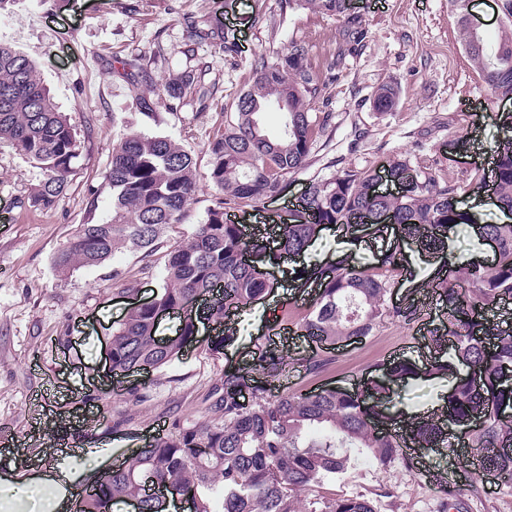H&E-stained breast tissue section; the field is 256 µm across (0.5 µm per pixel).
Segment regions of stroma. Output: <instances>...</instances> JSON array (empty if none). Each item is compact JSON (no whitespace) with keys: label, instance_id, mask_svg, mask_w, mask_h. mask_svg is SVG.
Instances as JSON below:
<instances>
[{"label":"stroma","instance_id":"1","mask_svg":"<svg viewBox=\"0 0 512 512\" xmlns=\"http://www.w3.org/2000/svg\"><path fill=\"white\" fill-rule=\"evenodd\" d=\"M348 12L361 19L367 38L334 68L341 21L312 8L285 21L278 0H6L0 7V43L35 62L79 144L69 187L48 211L26 204L39 171L18 151L0 154V475L21 480L67 454L75 488L91 484L168 428L171 411L191 419L206 414L225 366L244 358V345L265 332L258 305L239 320L241 349L210 350L204 328L181 362L143 378L140 398L124 394L123 383L108 382L112 327L129 302L158 288L174 238L166 237L148 258L121 251L104 266L79 267L64 279L52 259L80 225L109 218L105 172L113 144L128 129L172 136L203 157L218 113L252 86L254 56L276 59L298 37L309 42L323 86L312 109L332 113V132L289 178L285 194L267 203L268 213H287L311 179L351 164L370 171L387 193L395 187L384 177L385 166L401 154L457 185L483 168L499 133L494 115L511 112L512 101L489 106L488 91L457 40L448 0H349ZM201 16L223 21L233 53L209 44L190 49L185 21ZM137 55L158 59L151 67L153 120L131 110L126 83L112 75L114 58ZM184 69L194 70L196 91L170 103L161 85L169 72ZM386 83L395 87L397 103L381 115L373 98ZM394 239L391 230L376 241L327 231L305 258L331 264L350 253L375 267ZM443 312L432 303L421 321L405 327L384 318L362 342L338 344L320 374L297 366L282 383L302 392L325 383L351 388L381 375L393 358L425 359L423 325ZM465 473L463 462L433 452L384 468L358 456L318 492L363 494L378 512H438L442 483Z\"/></svg>","mask_w":512,"mask_h":512}]
</instances>
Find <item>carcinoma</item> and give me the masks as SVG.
<instances>
[{"label":"carcinoma","mask_w":512,"mask_h":512,"mask_svg":"<svg viewBox=\"0 0 512 512\" xmlns=\"http://www.w3.org/2000/svg\"><path fill=\"white\" fill-rule=\"evenodd\" d=\"M469 0H448L456 19L458 41L471 66L497 101H512V0H501L497 45L484 33L474 34L466 19ZM305 6L327 16L345 17L343 43L358 46L366 38L361 22L345 15L346 0H280L285 17ZM190 33L200 43L221 40L222 29L207 18L189 20ZM146 58L117 59L113 74L126 81L137 113L155 117V102L139 91L150 78ZM253 85L241 93L235 111L222 113V127L208 139L205 171L195 155L169 136L130 129L112 148L105 180L112 189V210L100 224H82L68 245L53 259L64 275L76 266L100 267L117 252L145 256L161 238L183 223L186 209L201 181L222 195L208 208L203 222L175 242L168 253L161 286L147 304H130L112 332V368L156 371L179 360L194 342L197 324L214 326L212 347L237 341L226 314L244 312L277 293L279 281L266 270L265 254L277 249L298 255L323 231L355 223L364 212H390L404 244L421 254L441 256L445 274L431 281L436 300L447 307L440 325L427 329L429 373L454 374V365L479 371L475 379L455 377L440 409L403 421L402 431L417 448L449 447L451 421L463 423L461 435L486 472L512 478V385L502 381L512 373V326L504 329L485 311L512 299V223H486L477 213L458 208L457 196L477 193L492 183L498 209L512 210V113L496 114L500 136L492 147L491 170L476 173L459 189L432 169L414 165L405 156L388 163L397 182L415 174L398 196L373 195V175L353 165L330 177H316L291 210L286 224L272 232H245L226 215L232 210L258 208L287 188L330 127L331 113L311 111L320 83L310 57V45L293 38L288 52L273 62L253 59ZM196 86L193 70L168 74L164 91L180 100ZM390 85L374 96L377 111L395 105ZM274 104L280 114L277 129L267 128L265 110ZM15 149L40 170L41 179L27 197L29 207L52 209L65 192L77 153L76 132L41 82L36 65L25 55L0 44V152ZM472 231L476 240L491 238L499 252L493 262L477 266L450 248L458 232ZM402 247H395L382 269L358 267L347 258L328 271L308 265L294 271L301 288L316 289L300 322L301 335L312 344L302 358L256 343L251 367L229 366L212 389L211 420L191 422L179 411L170 414L168 433L128 457L123 466L97 478L104 496L119 502L136 500L141 512H162L164 501L148 493L152 485L189 503L191 512H211V501H222L223 512H376L363 494L342 495L313 502L305 511L301 495L321 482L344 473L354 455L373 458L384 468L399 456L400 437L373 428L361 413L364 399L378 402L395 393L421 368L410 357L392 362L383 382L369 381L351 392L324 385L309 393L267 394L260 379L278 380L293 364L320 372L324 349L339 342H357L371 335L384 317L407 325L420 318L421 308L389 305L395 277L401 274ZM159 310L179 311L177 336L160 346L156 340ZM444 509L461 510L465 500L484 494L483 475L473 473L463 483L442 486Z\"/></svg>","instance_id":"1"}]
</instances>
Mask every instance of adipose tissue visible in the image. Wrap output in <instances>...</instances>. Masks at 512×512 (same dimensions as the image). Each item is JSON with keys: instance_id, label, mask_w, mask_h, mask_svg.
<instances>
[{"instance_id": "adipose-tissue-1", "label": "adipose tissue", "mask_w": 512, "mask_h": 512, "mask_svg": "<svg viewBox=\"0 0 512 512\" xmlns=\"http://www.w3.org/2000/svg\"><path fill=\"white\" fill-rule=\"evenodd\" d=\"M74 482L75 473L65 461L59 462L53 471L31 476L23 482L6 475L0 477V486L6 492L0 503L4 504L5 512H19L20 501L40 498L45 503V512H67Z\"/></svg>"}]
</instances>
